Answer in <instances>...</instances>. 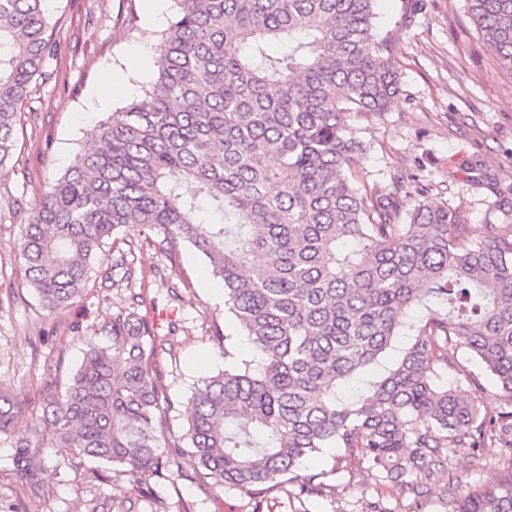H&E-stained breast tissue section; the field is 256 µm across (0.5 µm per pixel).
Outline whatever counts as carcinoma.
<instances>
[{
  "label": "carcinoma",
  "mask_w": 512,
  "mask_h": 512,
  "mask_svg": "<svg viewBox=\"0 0 512 512\" xmlns=\"http://www.w3.org/2000/svg\"><path fill=\"white\" fill-rule=\"evenodd\" d=\"M44 0H0V168L17 115L50 74ZM154 76L94 130L93 146L48 183L19 244L49 312L86 289L122 227L187 241L224 285V306L256 352L204 377L181 436L201 475L261 496L286 483L335 486L301 465L342 448L383 484L412 490L450 448L495 440L512 461V410L482 414L481 376L448 381L458 340L512 407V225L470 224L423 203L400 222L390 196L353 182L366 152L352 114L399 93L395 43L375 0H173ZM483 41L512 73V0H467ZM215 216L201 224V205ZM83 337L67 381L43 389L41 428L14 463L37 486L75 454L133 477L159 466L154 326L144 302ZM26 404L0 395V436ZM456 512H512V465Z\"/></svg>",
  "instance_id": "carcinoma-1"
}]
</instances>
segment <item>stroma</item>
I'll list each match as a JSON object with an SVG mask.
<instances>
[{"label":"stroma","mask_w":512,"mask_h":512,"mask_svg":"<svg viewBox=\"0 0 512 512\" xmlns=\"http://www.w3.org/2000/svg\"><path fill=\"white\" fill-rule=\"evenodd\" d=\"M420 10L410 27L398 21L407 4ZM57 50L46 62L49 80L20 112L11 164L0 170V391L24 397L29 423L0 437V512H453L451 488L471 490L496 481L504 469L498 443L449 450L450 461L414 496L379 484L359 461L326 448L306 461L327 472L336 491L301 497L275 488L254 499L233 486L217 489L200 477L195 461L176 455L197 381L248 360L252 349L224 308V287L206 259L177 242L167 256L163 233L140 225L105 247L81 297L48 312L27 286L18 243L35 199L65 171L95 126L139 93L153 76L131 79L135 63L153 60L155 34L173 11L172 0H46ZM378 24L391 31L400 92L389 111L356 114L353 125L368 151L354 171L361 194L397 192L402 210L423 202L464 209L474 224H512V73L502 69L468 12L467 0H377ZM111 70L112 89L99 76ZM137 272L133 283L115 271L116 256ZM187 287H177V279ZM141 293L140 314L155 328L154 361L168 407L157 414L164 433L158 474L133 479L111 467L92 477L91 462L47 465L38 489L27 487L13 462L17 441L37 427L44 383L65 380L83 357L82 339L100 336L130 292ZM228 337L218 346L214 330Z\"/></svg>","instance_id":"stroma-1"}]
</instances>
